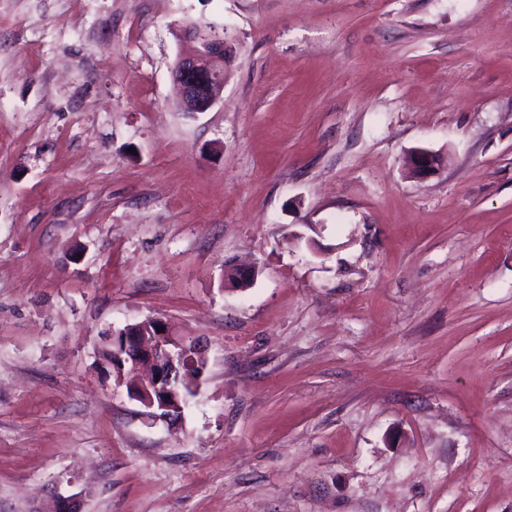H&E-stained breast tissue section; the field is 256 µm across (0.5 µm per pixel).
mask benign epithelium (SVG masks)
<instances>
[{
    "mask_svg": "<svg viewBox=\"0 0 512 512\" xmlns=\"http://www.w3.org/2000/svg\"><path fill=\"white\" fill-rule=\"evenodd\" d=\"M172 80L184 111L195 114L211 110L224 90V40L197 41L192 53L176 58ZM443 164L441 155L424 148L413 150L409 156L410 169L418 178L436 173ZM113 339L120 352L103 368L105 376L128 387L130 396L148 410L149 416L164 421L180 419L184 413L180 389L185 381L186 341L173 335L160 317L129 324ZM54 512H81L80 494H56Z\"/></svg>",
    "mask_w": 512,
    "mask_h": 512,
    "instance_id": "benign-epithelium-1",
    "label": "benign epithelium"
}]
</instances>
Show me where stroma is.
<instances>
[{
  "instance_id": "35a3bbf8",
  "label": "stroma",
  "mask_w": 512,
  "mask_h": 512,
  "mask_svg": "<svg viewBox=\"0 0 512 512\" xmlns=\"http://www.w3.org/2000/svg\"><path fill=\"white\" fill-rule=\"evenodd\" d=\"M150 316L205 349L174 424L94 364ZM56 491L512 512V0H0V512ZM208 37L223 39L193 40L194 51L179 55L172 68L173 84L184 112H208L221 100L224 90V32L219 34L211 25H198ZM443 164L444 159L441 155L424 148L413 150L409 156L410 169L417 178L437 173Z\"/></svg>"
}]
</instances>
